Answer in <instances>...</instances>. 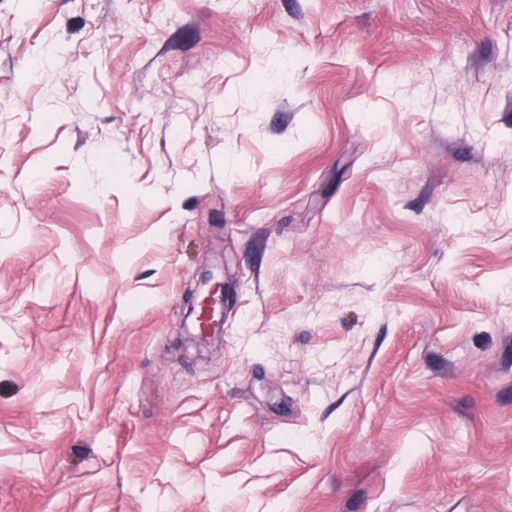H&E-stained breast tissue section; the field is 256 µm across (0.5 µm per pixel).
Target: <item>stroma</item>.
Wrapping results in <instances>:
<instances>
[{
	"instance_id": "35a3bbf8",
	"label": "stroma",
	"mask_w": 512,
	"mask_h": 512,
	"mask_svg": "<svg viewBox=\"0 0 512 512\" xmlns=\"http://www.w3.org/2000/svg\"><path fill=\"white\" fill-rule=\"evenodd\" d=\"M25 11L0 512H512V0ZM212 274L210 271H203L198 281V286L187 296L186 319L192 317L199 306L206 305L213 315H216V307L219 310V318L215 320L210 328V335L215 336L217 328L223 327L224 323V282L220 285L211 284Z\"/></svg>"
}]
</instances>
